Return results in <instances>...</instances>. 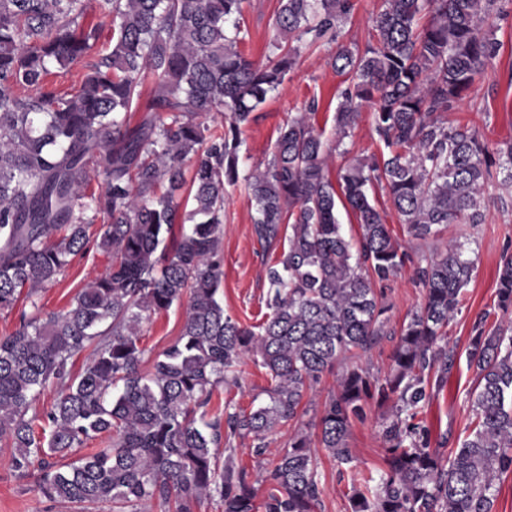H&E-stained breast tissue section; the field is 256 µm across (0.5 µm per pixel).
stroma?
I'll return each instance as SVG.
<instances>
[{
    "mask_svg": "<svg viewBox=\"0 0 512 512\" xmlns=\"http://www.w3.org/2000/svg\"><path fill=\"white\" fill-rule=\"evenodd\" d=\"M381 6V0H354L349 19L341 24L337 42L320 41L303 48L296 66L288 73L279 92L262 105L255 121L242 126L239 152L241 180L225 186L222 260L224 278L220 293L224 311L247 326L262 323L268 313V283L265 270L279 258V251L265 250L253 233L252 211L247 203L246 175L264 167L273 152L279 131L288 119L303 112L310 99H317L319 108L313 118L317 129L326 139H334V115L340 93L347 86L346 75L337 73L330 64L338 43L365 46L371 40V18ZM502 13L492 15L490 25L496 31L499 47L495 58L481 74L472 92L451 110L450 119L471 122L480 127L488 143L512 139V0H504ZM280 0H247L243 18L249 35L242 46L251 59L262 60L269 54L274 39L273 26ZM342 152L333 154L330 169H337L348 159L366 156L376 150L370 109H363L357 125L342 143ZM472 247L476 268L464 294L460 311L448 324V339L458 355H465L470 328L475 317L489 312L491 321H499L496 310V280L504 253H512V207L490 208L485 224L474 232ZM413 263L407 264L394 277L386 290L389 326L399 329L401 323L417 311L424 298V289L416 276L415 262L424 255V248L410 244ZM106 257L96 245H89L76 257L57 282L39 294L45 311L69 309L76 293L90 280L104 272ZM185 305L173 306L168 312L151 316L142 324V344L149 357H157L180 335L185 317ZM232 381L219 387L212 399L213 406L231 405L248 410L266 401L270 379L252 359H244L232 370ZM337 373L325 374L320 383L308 391L299 411L298 422L287 423L270 433L263 456H255L251 439L237 438L232 442L236 461L255 476H266L282 448L287 447L296 427L313 431L325 403L337 391ZM475 373L466 362H459L445 387L435 393L423 408V420L430 430V445L441 454L458 448L468 433L473 417L469 393ZM386 405L371 402L364 418L353 420L348 446L359 470L374 472L384 467V442L381 422ZM318 474L323 485L319 512H351L353 486L348 475L327 451L317 449ZM0 512H112L110 506L85 509L41 496L30 481L18 479L11 469V450L0 445Z\"/></svg>",
    "mask_w": 512,
    "mask_h": 512,
    "instance_id": "35a3bbf8",
    "label": "stroma"
}]
</instances>
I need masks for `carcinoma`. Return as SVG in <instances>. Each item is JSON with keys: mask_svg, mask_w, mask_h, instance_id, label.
Returning a JSON list of instances; mask_svg holds the SVG:
<instances>
[{"mask_svg": "<svg viewBox=\"0 0 512 512\" xmlns=\"http://www.w3.org/2000/svg\"><path fill=\"white\" fill-rule=\"evenodd\" d=\"M245 2L0 0V311L30 307L0 336V443L13 449L11 467L43 496L78 505L157 500L192 512L216 496L224 512H318L308 432L297 430L273 462L261 504L247 470L219 448L226 435L250 437L262 454L266 436L296 420L307 391L341 365L317 435L339 464L353 462L351 421L368 400L391 403L386 468L359 482L352 512H493L500 480L512 475V326H487L486 312L472 323L473 420L448 460L416 417L457 363L445 328L475 270L471 229L489 204L512 205V141L491 148L475 125L448 118L496 55L485 24L500 0H382L375 42L337 46L332 66L349 84L336 145L370 105L380 150L331 179L333 146L309 120L313 100L280 131L265 170L246 178L257 240L287 245L266 269L270 313L256 329L225 314L219 298L224 186L239 179L241 126L279 90L305 37L335 40L354 3L280 0L271 51L255 61L240 49ZM75 66L83 79L65 91L55 78ZM211 112L224 124L200 120ZM378 187L387 208L373 199ZM340 202L356 215V240L339 223ZM390 210L424 245L464 225L417 268L424 304L397 333L376 288L411 261L387 225ZM92 240L106 271L67 312H43L39 290ZM496 297L512 311V253L499 264ZM185 298L180 336L144 372L141 324ZM394 335L389 375L348 364ZM250 357L270 376L268 402L206 419L213 391ZM47 391L42 426L32 408ZM103 437L108 446L67 460Z\"/></svg>", "mask_w": 512, "mask_h": 512, "instance_id": "carcinoma-1", "label": "carcinoma"}]
</instances>
